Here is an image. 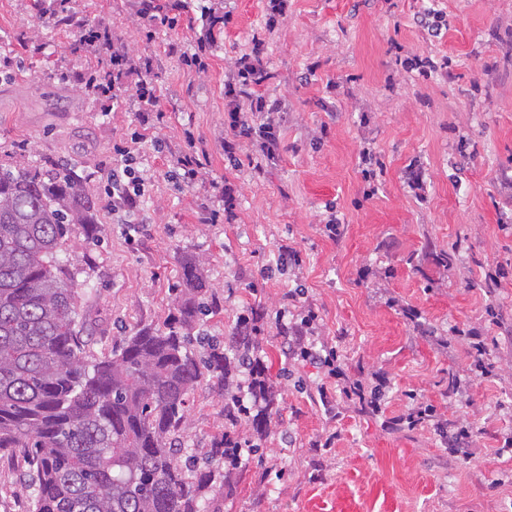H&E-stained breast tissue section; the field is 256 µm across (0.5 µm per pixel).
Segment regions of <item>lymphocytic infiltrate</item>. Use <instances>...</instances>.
Returning a JSON list of instances; mask_svg holds the SVG:
<instances>
[{"label": "lymphocytic infiltrate", "mask_w": 512, "mask_h": 512, "mask_svg": "<svg viewBox=\"0 0 512 512\" xmlns=\"http://www.w3.org/2000/svg\"><path fill=\"white\" fill-rule=\"evenodd\" d=\"M81 43L90 49L95 64L90 71L75 75L74 80L96 97L115 101V90L123 78L134 77L133 90L144 108L138 119L143 130L155 128L163 114L158 110L157 89L149 74L150 63L133 64L124 51L115 47L110 26L99 23L83 24ZM231 137L224 142V153L234 157L238 142L259 139L261 149L267 157H274L279 145L280 124L266 110L264 98H256L250 104L249 114L232 113L229 124ZM118 159L112 169V210L116 213L131 214L139 210L145 179L131 166L133 154L130 148L117 149ZM276 329L282 336V352L288 359L305 361L320 368L326 380L318 384L316 392L320 402H327L330 386H338L344 397L358 404L368 413L382 417L383 427L389 429L407 428L416 430L433 426L443 448L450 455L470 457L483 430L475 424L462 421L443 424L433 422L432 405H421L397 415H387L377 394L368 390L366 383L359 378L349 376L344 370L335 347L323 344L318 312L312 307L301 308L296 317L278 319ZM449 340L465 339L470 358V373L477 379L488 378L493 370L489 361V350L484 342L482 330L476 326H453L448 331Z\"/></svg>", "instance_id": "1"}]
</instances>
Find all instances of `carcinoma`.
Returning <instances> with one entry per match:
<instances>
[{
	"instance_id": "1",
	"label": "carcinoma",
	"mask_w": 512,
	"mask_h": 512,
	"mask_svg": "<svg viewBox=\"0 0 512 512\" xmlns=\"http://www.w3.org/2000/svg\"><path fill=\"white\" fill-rule=\"evenodd\" d=\"M95 217L67 165L0 167V451L27 460L31 512H205L213 466L237 465L234 449H211L201 469L174 436L202 377L227 389L234 371L260 374L251 337L237 327L193 352L211 307L188 257L166 330L141 328L112 356L85 359L77 272L59 255L76 229L95 238ZM258 384L256 405L226 393L224 415L267 426L275 390Z\"/></svg>"
}]
</instances>
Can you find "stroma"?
<instances>
[{"mask_svg":"<svg viewBox=\"0 0 512 512\" xmlns=\"http://www.w3.org/2000/svg\"><path fill=\"white\" fill-rule=\"evenodd\" d=\"M177 25L148 38L144 0H70L81 21L112 28L132 59H149L166 117L140 152L152 167L129 240L108 206L114 147L138 129L131 99L104 112L63 74L93 57L73 50L77 30L54 28L33 0H0V164L68 163L97 203L98 240L71 237L66 256L81 269L88 358L110 356L122 336L164 328L183 285V259L199 257L214 308L205 333L224 337L240 314L263 318L255 355L277 388V416L265 431L224 416V392L202 380L190 394L182 447L204 460L225 434L254 441L248 458L208 494V512H512V462L496 434L512 431V0H288L269 22L266 0H189ZM222 24L210 28L207 19ZM178 53H170V44ZM206 44L209 69L184 66L181 53ZM271 78L258 92L280 112L276 159L242 142L237 166L224 158L229 115L246 112L242 58ZM193 131L207 151L203 181L186 185L169 163ZM376 159L365 181L363 152ZM232 189V221L205 224L209 179ZM338 239L321 231L329 214ZM300 250L297 274L263 277L275 245ZM508 276L486 293L484 273ZM320 316L321 335L348 374L385 375L388 410L418 397L441 418L484 427L475 456L449 457L432 428L388 432L344 401L311 403L315 368L286 365L275 323L289 289ZM495 377L468 401L450 393L465 376L464 345L446 348L403 313L416 308L435 333L481 324L486 305ZM333 448H313L325 431ZM22 459L0 454V512H29Z\"/></svg>","mask_w":512,"mask_h":512,"instance_id":"35a3bbf8","label":"stroma"}]
</instances>
